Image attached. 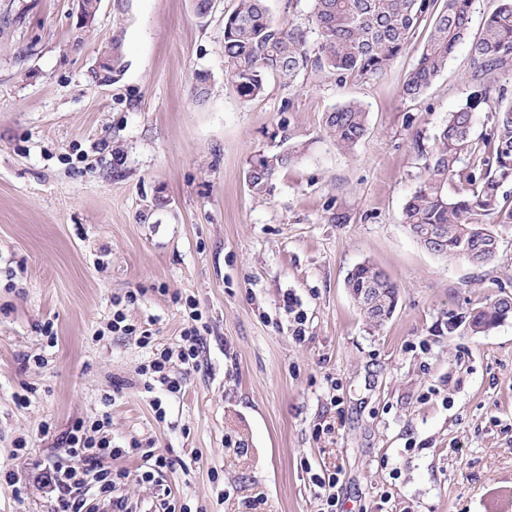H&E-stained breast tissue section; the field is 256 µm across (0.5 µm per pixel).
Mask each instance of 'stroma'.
Wrapping results in <instances>:
<instances>
[{
  "mask_svg": "<svg viewBox=\"0 0 512 512\" xmlns=\"http://www.w3.org/2000/svg\"><path fill=\"white\" fill-rule=\"evenodd\" d=\"M236 6L212 0L201 19L194 0L121 12L102 0L84 36L77 0H0V512H51L32 474L75 420L105 411L114 446L175 461L155 485L139 481L141 459H105L128 470L133 512L165 499L319 512L314 479L332 472L336 512H512V320L483 334L447 326L512 295V227L496 226V258L474 267L429 253L401 222L418 147L433 148L472 92L469 42L414 100L403 85L424 28L380 76L271 75L246 102L224 85ZM117 34L126 66L98 81ZM350 100L369 129L345 153L324 117ZM287 150L271 193L251 192L250 165ZM364 262L399 288L379 328L345 287ZM116 298L160 348L179 344L187 301L209 327L165 422L139 373L151 350L109 329Z\"/></svg>",
  "mask_w": 512,
  "mask_h": 512,
  "instance_id": "35a3bbf8",
  "label": "stroma"
}]
</instances>
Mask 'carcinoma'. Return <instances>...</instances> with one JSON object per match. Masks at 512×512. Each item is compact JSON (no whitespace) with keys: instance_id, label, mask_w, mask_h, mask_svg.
Segmentation results:
<instances>
[{"instance_id":"carcinoma-1","label":"carcinoma","mask_w":512,"mask_h":512,"mask_svg":"<svg viewBox=\"0 0 512 512\" xmlns=\"http://www.w3.org/2000/svg\"><path fill=\"white\" fill-rule=\"evenodd\" d=\"M313 30L284 29L269 16L267 0H239L224 20V76L227 86L244 101L264 91L268 75L293 81L320 71L339 80L371 79L381 75L402 52L421 26L429 28L420 58L403 86L406 97H420L446 68L455 47L469 34L473 0H313ZM474 88L471 102L448 113L427 157L418 186L402 211V223L416 235H425L435 224L448 232L443 255L482 266L496 257L489 240L499 235L482 218L512 226V196L502 192L512 182V101L507 89L487 81L497 71L512 69V0H500L472 43ZM494 102L486 121L489 132L474 137V110ZM325 130L336 146L351 151L368 131V112L359 101H349L327 113ZM291 154L269 157L271 164L247 170L246 181L257 195L267 194L280 168ZM349 295L377 288L380 310L398 304V288L369 262L357 265L345 281ZM501 299L448 319V330L461 324L474 334L498 326Z\"/></svg>"}]
</instances>
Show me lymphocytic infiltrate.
<instances>
[{
	"label": "lymphocytic infiltrate",
	"mask_w": 512,
	"mask_h": 512,
	"mask_svg": "<svg viewBox=\"0 0 512 512\" xmlns=\"http://www.w3.org/2000/svg\"><path fill=\"white\" fill-rule=\"evenodd\" d=\"M191 325L181 334L182 345L179 350L163 349L154 353L143 373L152 375L155 382L165 386L168 393L177 394L182 390L179 381L170 375L173 362L193 368L198 364L203 336L198 323L201 319L198 311H191ZM111 424L110 414H102L99 419L85 423L75 422L66 432L64 450L69 458L68 464L59 463L43 468L41 478L45 486L56 495L53 512H96L98 504L110 505L112 512H131L124 495L118 488L127 471H111L103 465L104 457H141L148 462L149 468L141 472V481L150 483L156 474L172 468L174 461L153 450L138 448H119L112 446L105 434Z\"/></svg>",
	"instance_id": "obj_1"
}]
</instances>
